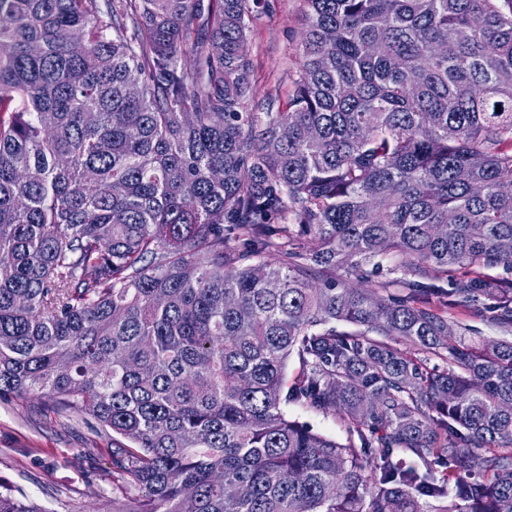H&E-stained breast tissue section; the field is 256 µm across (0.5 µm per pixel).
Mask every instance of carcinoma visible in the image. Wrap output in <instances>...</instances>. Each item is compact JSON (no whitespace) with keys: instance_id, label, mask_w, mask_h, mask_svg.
<instances>
[{"instance_id":"cac0c4a2","label":"carcinoma","mask_w":512,"mask_h":512,"mask_svg":"<svg viewBox=\"0 0 512 512\" xmlns=\"http://www.w3.org/2000/svg\"><path fill=\"white\" fill-rule=\"evenodd\" d=\"M303 2L254 112L260 0H0V397L115 435L103 512H512V341H448L512 327V5ZM250 22L254 112H283L299 75L302 0H266ZM455 318L472 329L470 336H482L483 338L512 340V333H504L491 324L485 317L487 313H473L458 311ZM288 417L311 426L315 431L324 434L337 442L345 443L347 431L344 422L336 414H321L313 412L305 407L288 403L286 406Z\"/></svg>"}]
</instances>
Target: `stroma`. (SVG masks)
Instances as JSON below:
<instances>
[{"label":"stroma","mask_w":512,"mask_h":512,"mask_svg":"<svg viewBox=\"0 0 512 512\" xmlns=\"http://www.w3.org/2000/svg\"><path fill=\"white\" fill-rule=\"evenodd\" d=\"M302 17V0H267L251 20L254 111H285L299 75ZM98 439L90 416L43 409L33 394L0 399V479L44 512H82L91 492L112 495L111 455L87 453Z\"/></svg>","instance_id":"35a3bbf8"}]
</instances>
